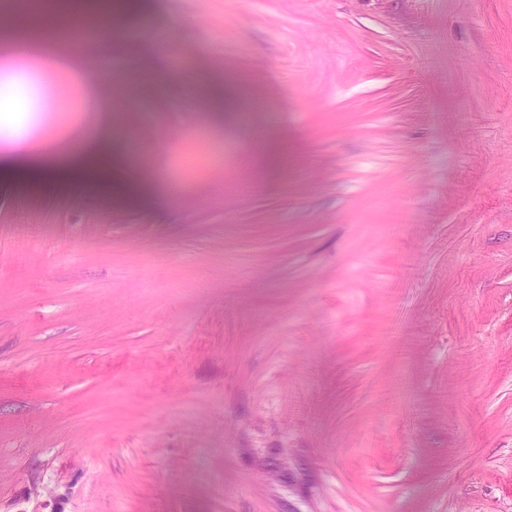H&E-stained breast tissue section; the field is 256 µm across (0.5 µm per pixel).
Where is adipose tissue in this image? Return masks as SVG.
Instances as JSON below:
<instances>
[{"instance_id": "obj_1", "label": "adipose tissue", "mask_w": 512, "mask_h": 512, "mask_svg": "<svg viewBox=\"0 0 512 512\" xmlns=\"http://www.w3.org/2000/svg\"><path fill=\"white\" fill-rule=\"evenodd\" d=\"M10 54L13 59L41 67L52 82L77 72L81 73L82 82L87 86L99 78L98 73L87 68L78 53L59 54L35 40L11 39ZM18 78L17 72L0 69V175L20 178L63 169L90 180L105 182V173L86 163L93 154L92 149L75 151L60 133L51 129L30 136L28 129L18 120L21 110L15 94Z\"/></svg>"}]
</instances>
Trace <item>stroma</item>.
<instances>
[{
  "label": "stroma",
  "instance_id": "1",
  "mask_svg": "<svg viewBox=\"0 0 512 512\" xmlns=\"http://www.w3.org/2000/svg\"><path fill=\"white\" fill-rule=\"evenodd\" d=\"M101 40L107 182L0 179V512H512V0Z\"/></svg>",
  "mask_w": 512,
  "mask_h": 512
}]
</instances>
